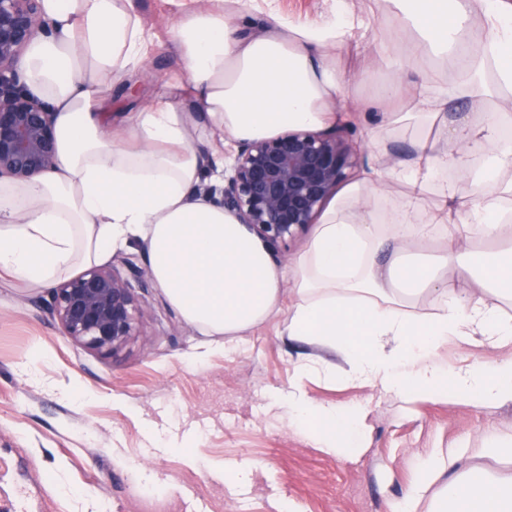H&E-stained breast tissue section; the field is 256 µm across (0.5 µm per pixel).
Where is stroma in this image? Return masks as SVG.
I'll return each mask as SVG.
<instances>
[{
    "instance_id": "1",
    "label": "stroma",
    "mask_w": 512,
    "mask_h": 512,
    "mask_svg": "<svg viewBox=\"0 0 512 512\" xmlns=\"http://www.w3.org/2000/svg\"><path fill=\"white\" fill-rule=\"evenodd\" d=\"M156 44L131 86L114 88L120 125L165 89L180 68L173 31L184 10L207 0H134ZM330 0H254L239 19L258 32L268 8L313 21ZM347 83L337 103L357 156L351 180L374 173L379 194L364 212L398 205L385 172L412 151L415 127L381 128L364 101L389 76L373 46L336 52ZM374 69L375 82L358 84ZM46 289L0 278V512H390L434 449L461 447L464 467L495 477L512 462L487 455L483 438L512 439V407L477 401L405 405L375 391L314 375L296 383L304 344L283 331L279 314L240 342L188 323L160 287L143 295L138 334L113 353L63 336ZM323 405L356 407L366 426L348 454L312 447L289 425L284 400L294 387Z\"/></svg>"
}]
</instances>
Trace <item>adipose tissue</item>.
Segmentation results:
<instances>
[{"instance_id": "1", "label": "adipose tissue", "mask_w": 512, "mask_h": 512, "mask_svg": "<svg viewBox=\"0 0 512 512\" xmlns=\"http://www.w3.org/2000/svg\"><path fill=\"white\" fill-rule=\"evenodd\" d=\"M397 19L382 52L415 66L418 94L400 76L387 79L371 106L388 126L437 128L411 159L386 173L403 185L390 218L359 208L376 183L346 186L324 211L306 248L276 265L266 243L200 193L207 165L191 145L199 125L232 141L276 136L282 128L317 129L336 121L344 86L333 55L369 41L368 15L333 0L328 15L293 22L270 15L259 34L243 35L238 6L192 9L174 33L182 70L153 103L129 112L121 132H105L114 87L143 64L152 35L132 0H41L44 30L21 61L29 92L55 114L57 170L29 182H0V274L47 287L76 266H97L138 243L152 276L184 318L211 334L239 336L278 313L283 287L295 302L288 338L313 349L297 377H334L328 357L344 359L345 381L414 404L476 399L512 406V8L500 0H388ZM480 27L472 47L468 34ZM197 104L188 110L181 89ZM497 104L483 119L450 115L455 97ZM450 169L466 172L468 197ZM434 203H427L429 193ZM473 239L490 243L486 286L464 295L449 279L471 275ZM429 316L414 312L420 298ZM451 341L498 351L489 365L448 370ZM290 424L306 425L315 447L341 453L363 424L354 407L290 396ZM460 450H435L409 498L391 512H414L440 478L448 491L434 512H512V482L462 469Z\"/></svg>"}]
</instances>
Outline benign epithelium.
<instances>
[{
    "instance_id": "benign-epithelium-1",
    "label": "benign epithelium",
    "mask_w": 512,
    "mask_h": 512,
    "mask_svg": "<svg viewBox=\"0 0 512 512\" xmlns=\"http://www.w3.org/2000/svg\"><path fill=\"white\" fill-rule=\"evenodd\" d=\"M42 25L40 0H0V179L28 182L58 165L53 113L18 74ZM346 134L338 124L240 144L231 174L214 190L217 203L270 245L295 237L315 223L357 163ZM123 266H93L51 288L49 310L63 335L100 353L137 335L140 293L153 277L128 259Z\"/></svg>"
}]
</instances>
